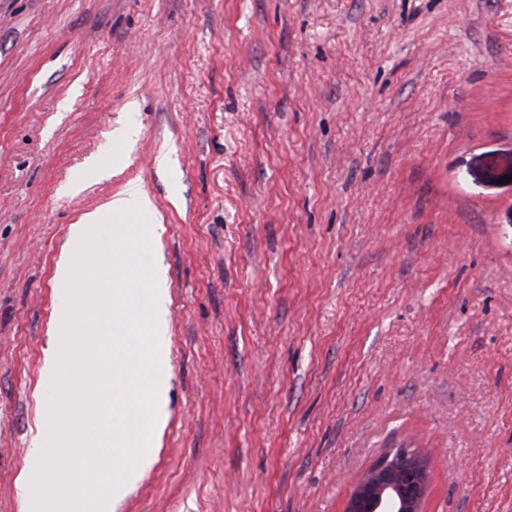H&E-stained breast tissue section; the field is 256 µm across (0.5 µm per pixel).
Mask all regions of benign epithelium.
I'll return each mask as SVG.
<instances>
[{
  "mask_svg": "<svg viewBox=\"0 0 512 512\" xmlns=\"http://www.w3.org/2000/svg\"><path fill=\"white\" fill-rule=\"evenodd\" d=\"M425 491L424 469L416 452L398 448L351 490L344 512H420Z\"/></svg>",
  "mask_w": 512,
  "mask_h": 512,
  "instance_id": "7a95c632",
  "label": "benign epithelium"
}]
</instances>
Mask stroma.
Segmentation results:
<instances>
[{
  "label": "stroma",
  "instance_id": "35a3bbf8",
  "mask_svg": "<svg viewBox=\"0 0 512 512\" xmlns=\"http://www.w3.org/2000/svg\"><path fill=\"white\" fill-rule=\"evenodd\" d=\"M162 216L165 426L115 512H512V0H0V512L70 224ZM426 491L423 465L410 448H397L351 490L344 512H420Z\"/></svg>",
  "mask_w": 512,
  "mask_h": 512
}]
</instances>
